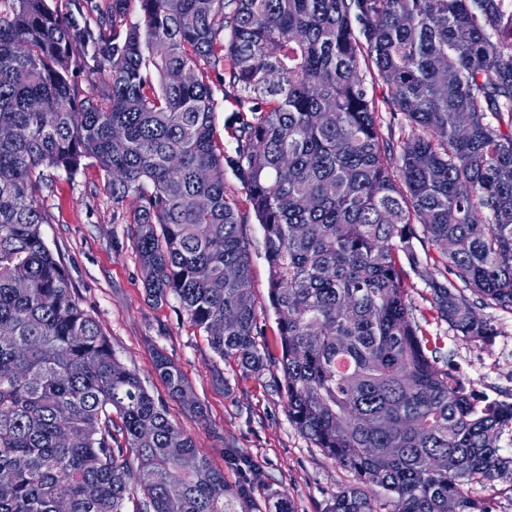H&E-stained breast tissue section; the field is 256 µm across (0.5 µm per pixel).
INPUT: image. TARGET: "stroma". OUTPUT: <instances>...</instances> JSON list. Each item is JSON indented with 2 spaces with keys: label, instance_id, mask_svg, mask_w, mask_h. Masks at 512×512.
<instances>
[{
  "label": "stroma",
  "instance_id": "35a3bbf8",
  "mask_svg": "<svg viewBox=\"0 0 512 512\" xmlns=\"http://www.w3.org/2000/svg\"><path fill=\"white\" fill-rule=\"evenodd\" d=\"M359 72L379 102L377 124L391 149L390 161L398 163L400 144L410 129L383 105L386 87L368 63H361ZM44 176L49 184L39 200L49 219L42 227L44 240L63 264L81 306L99 321L115 357L139 375L154 398L165 401L170 419L195 440L228 484H241L244 475L225 462V449L251 461L252 512H265L269 503L278 500L289 503L293 512H326L333 495L350 483L351 476L289 422L285 402L274 388L279 369L270 365L260 374H245L236 361L213 352L206 336L193 328L177 303L148 300L129 224L136 198L128 197L122 209L113 210L105 177L91 164L72 176L54 170L45 171ZM224 188L247 220L252 293L262 332L271 337L277 334L278 324L268 298L270 270L262 229L232 171L224 173ZM413 246L419 264L408 271V301L414 319L428 335L440 339L437 367L463 368L468 389L494 392L512 403V383L485 370L500 350L499 341L475 343L437 321L429 281L444 280L446 270L428 244L417 240ZM159 352L181 370L190 396L205 410L204 418H196L169 399L154 372Z\"/></svg>",
  "mask_w": 512,
  "mask_h": 512
}]
</instances>
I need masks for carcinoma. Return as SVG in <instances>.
Here are the masks:
<instances>
[{
	"instance_id": "cac0c4a2",
	"label": "carcinoma",
	"mask_w": 512,
	"mask_h": 512,
	"mask_svg": "<svg viewBox=\"0 0 512 512\" xmlns=\"http://www.w3.org/2000/svg\"><path fill=\"white\" fill-rule=\"evenodd\" d=\"M125 2L104 22L54 0H0V128L24 131L0 137V512H57L62 500L127 512L132 499L136 512H239L251 498L115 358L44 241L37 173L88 163L113 207L139 200L130 223L148 296L175 300L243 372L280 369L290 423L354 478L328 512H448L450 499L492 512L469 488L512 492L500 445L512 405H479L437 368L402 260L418 264L419 233L446 259L433 305L459 336L497 335L460 282L512 312L505 0H139L141 24ZM362 58L411 129L396 168ZM227 73L231 153L214 129L213 85ZM228 168L263 230L271 341L259 340ZM154 369L181 399L172 360L159 353Z\"/></svg>"
}]
</instances>
